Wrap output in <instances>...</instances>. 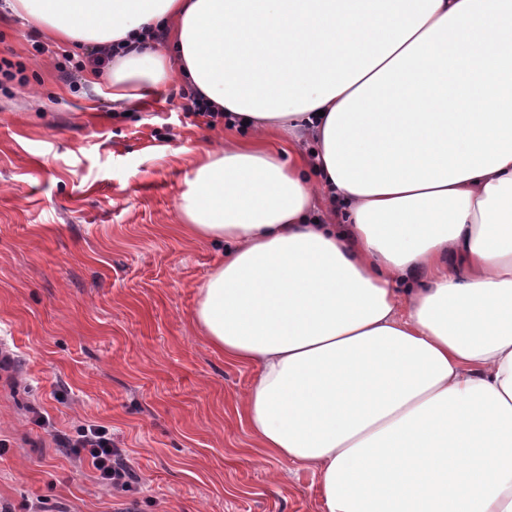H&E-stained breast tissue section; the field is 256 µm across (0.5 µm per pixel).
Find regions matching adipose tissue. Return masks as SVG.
I'll list each match as a JSON object with an SVG mask.
<instances>
[{
	"mask_svg": "<svg viewBox=\"0 0 512 512\" xmlns=\"http://www.w3.org/2000/svg\"><path fill=\"white\" fill-rule=\"evenodd\" d=\"M234 135L185 175L194 321L324 512H512V0H8ZM312 158L296 151L302 138Z\"/></svg>",
	"mask_w": 512,
	"mask_h": 512,
	"instance_id": "adipose-tissue-1",
	"label": "adipose tissue"
}]
</instances>
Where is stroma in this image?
Here are the masks:
<instances>
[{
  "mask_svg": "<svg viewBox=\"0 0 512 512\" xmlns=\"http://www.w3.org/2000/svg\"><path fill=\"white\" fill-rule=\"evenodd\" d=\"M78 49L0 7V501L14 512H324L312 471L261 457L236 407L257 375L197 330L220 242L181 231L184 177L224 139L171 83L125 112ZM105 426L137 482L101 484L60 437Z\"/></svg>",
  "mask_w": 512,
  "mask_h": 512,
  "instance_id": "stroma-1",
  "label": "stroma"
}]
</instances>
